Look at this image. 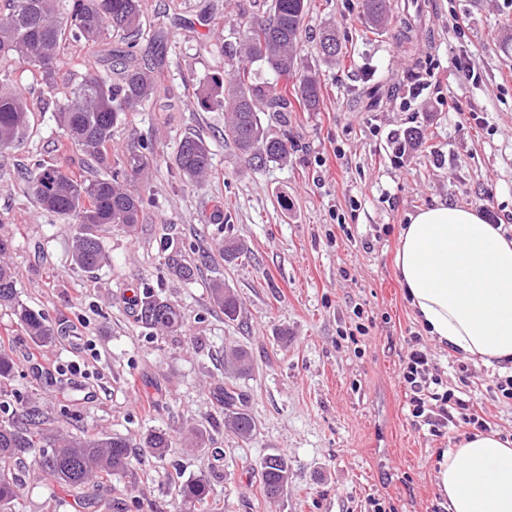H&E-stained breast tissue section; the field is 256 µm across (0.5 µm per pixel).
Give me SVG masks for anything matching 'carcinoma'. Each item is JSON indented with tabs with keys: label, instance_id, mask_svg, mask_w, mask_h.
<instances>
[{
	"label": "carcinoma",
	"instance_id": "carcinoma-1",
	"mask_svg": "<svg viewBox=\"0 0 512 512\" xmlns=\"http://www.w3.org/2000/svg\"><path fill=\"white\" fill-rule=\"evenodd\" d=\"M267 19L245 22L247 64L238 65L225 81H213L214 88L201 97L205 108L226 112L224 140L232 143L245 162L255 168L278 163L288 156L284 139L261 120L260 113L275 112L282 117L297 103L307 112L320 108L321 85L316 72L296 53L306 18L308 0H266ZM141 0H4L0 13V68L13 63L33 68L42 85L44 111L55 112L63 138L80 150L86 159L109 170V174L87 179L65 172L42 161L37 165L30 189L45 209L70 218L79 225L72 259L83 271H93L105 260L99 233L119 228L136 231L143 213L142 194L127 178L143 179L156 161L152 145L129 152L113 162L110 158L112 130L129 112H137L152 100L160 85L159 68L139 61L135 48L144 34ZM364 19L378 31L391 20L387 0H364ZM129 39L128 50L112 62L111 79L88 69L72 84L65 99L58 98L59 53L63 43L96 44L111 33ZM322 60L336 61L341 46L336 29L324 30L320 41ZM258 65L272 71L277 81H259L252 70ZM33 106L23 90L10 79L0 78V153L20 144L30 129ZM176 166L187 180H199L211 172L213 153L201 136L184 137L176 153ZM13 248L12 239L0 237V305L12 306L18 324L35 343L53 335L47 317L17 300L14 272L6 262ZM171 274L191 281L195 264L182 255L174 241H166ZM248 253L235 237L224 239V261L233 263ZM214 304L224 317L234 322L241 303L233 289L220 284L211 288ZM138 322L149 330L177 332L185 325L184 313L173 303L155 294L137 299ZM227 362L232 372L224 376V424L241 441L249 443L257 434V424L246 409L235 378L251 369L249 353L242 348L229 350ZM39 411L27 407L20 417L0 424V512H10L21 493V458L18 453L41 447ZM171 435L161 429L147 432L144 447L153 457L165 459ZM128 439L120 436H64L54 440L42 454V475L48 484L73 488L100 484V480L125 469L131 451ZM264 497L280 498L288 488L290 474L285 458L268 454L260 462ZM184 512H223L220 501L203 479L171 480Z\"/></svg>",
	"mask_w": 512,
	"mask_h": 512
}]
</instances>
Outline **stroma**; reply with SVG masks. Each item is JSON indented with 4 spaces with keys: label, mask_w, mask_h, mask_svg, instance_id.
<instances>
[{
    "label": "stroma",
    "mask_w": 512,
    "mask_h": 512,
    "mask_svg": "<svg viewBox=\"0 0 512 512\" xmlns=\"http://www.w3.org/2000/svg\"><path fill=\"white\" fill-rule=\"evenodd\" d=\"M422 32L403 42L398 21L381 31L362 22L361 0H311L299 44L316 65L319 111L294 108L287 122L262 116L288 141V160L252 169L222 131L224 114L200 105L211 75L239 57V14L253 0H143L147 30L163 29L162 83L142 111L112 136L119 159L137 142L158 158L147 182L136 234L104 233L107 259L95 271L75 268L72 221L39 207L28 190L36 160L93 177L75 148L61 150L53 112H38L21 145L0 153V235L12 237L8 262L18 299L43 312L52 340L34 346L0 306V336L10 337L14 372L0 395V421L37 406L45 440L58 434L120 435L132 446L125 472L113 476L111 510L38 478L39 449L23 456L16 512H180L165 472L208 480L224 512H365L382 497L398 512H434L438 449L456 439L413 424L400 384L401 341L420 331L396 275L399 229L406 217L437 204L470 205L489 223L512 227V0H417ZM334 24L336 63L320 61L319 32ZM122 37L65 49L63 71L107 73ZM474 63L476 77L467 76ZM392 90L376 106L358 103L377 79ZM418 127L421 145L399 154L398 134ZM203 136L213 170L186 183L174 163L179 141ZM223 204L224 221L209 215ZM249 253L225 263V237ZM183 243L198 270L192 283L165 265V241ZM370 249H363V241ZM221 283L242 303L226 321L210 289ZM150 290L183 310V331L162 334L136 319L132 294ZM361 306L374 322L353 345L338 333ZM237 344L252 370L235 381L258 423L240 442L224 427V347ZM43 355L42 370L28 361ZM149 427L173 438L164 462L141 446ZM198 429L206 445L189 449ZM222 457H215V449ZM283 454L291 479L279 502L261 494L260 460Z\"/></svg>",
    "instance_id": "stroma-1"
}]
</instances>
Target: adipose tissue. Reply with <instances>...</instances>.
Instances as JSON below:
<instances>
[{"label": "adipose tissue", "instance_id": "obj_1", "mask_svg": "<svg viewBox=\"0 0 512 512\" xmlns=\"http://www.w3.org/2000/svg\"><path fill=\"white\" fill-rule=\"evenodd\" d=\"M396 268L431 339L498 367L512 360V239L470 206L410 214ZM436 489L448 512H512V442L477 432L443 451Z\"/></svg>", "mask_w": 512, "mask_h": 512}]
</instances>
